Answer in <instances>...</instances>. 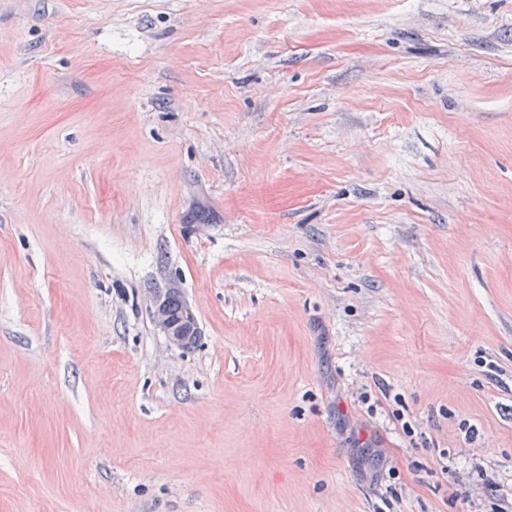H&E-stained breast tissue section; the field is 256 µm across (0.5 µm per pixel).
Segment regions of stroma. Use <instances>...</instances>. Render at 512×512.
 Masks as SVG:
<instances>
[{
	"label": "stroma",
	"mask_w": 512,
	"mask_h": 512,
	"mask_svg": "<svg viewBox=\"0 0 512 512\" xmlns=\"http://www.w3.org/2000/svg\"><path fill=\"white\" fill-rule=\"evenodd\" d=\"M0 512H512V0H0ZM170 289L155 295L150 309L151 317L158 329L174 346L183 347L186 338L193 336L186 341L185 347H187L193 344L200 334L198 319L188 302L185 301L181 309L183 299L176 289H172L168 296L169 310L173 315H177L180 309L181 312L176 318L169 313L166 297Z\"/></svg>",
	"instance_id": "stroma-1"
}]
</instances>
